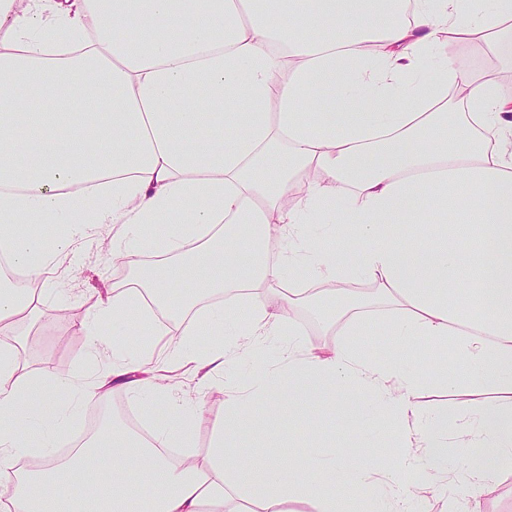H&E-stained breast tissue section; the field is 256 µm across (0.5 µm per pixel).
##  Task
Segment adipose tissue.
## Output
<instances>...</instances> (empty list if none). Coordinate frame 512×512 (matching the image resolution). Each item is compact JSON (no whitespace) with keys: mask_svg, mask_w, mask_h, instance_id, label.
<instances>
[{"mask_svg":"<svg viewBox=\"0 0 512 512\" xmlns=\"http://www.w3.org/2000/svg\"><path fill=\"white\" fill-rule=\"evenodd\" d=\"M127 24L136 38L118 37ZM509 34L512 0H0V253L42 285L0 284V333L37 314L73 235L116 225L112 259L134 272L82 323L94 373L57 378L0 345V512H289L310 493L313 512H468L512 460V96L448 45ZM288 265L304 277L284 281ZM188 278L201 292L171 304ZM302 304L345 338L305 340ZM372 304L396 308L395 340L431 347L430 373L359 344ZM133 311L164 349L114 338ZM268 336L288 341L282 368L225 382L223 416L177 394L172 366L209 386ZM427 384L477 403L429 413ZM116 388L145 396L149 438L116 427L58 457L63 395ZM355 388L390 408L396 466L244 455L258 402L272 423L326 400L372 434ZM207 423L204 460L169 454ZM474 443L488 460L434 467Z\"/></svg>","mask_w":512,"mask_h":512,"instance_id":"ef3b65f1","label":"adipose tissue"}]
</instances>
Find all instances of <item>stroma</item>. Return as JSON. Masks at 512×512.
<instances>
[{"label":"stroma","mask_w":512,"mask_h":512,"mask_svg":"<svg viewBox=\"0 0 512 512\" xmlns=\"http://www.w3.org/2000/svg\"><path fill=\"white\" fill-rule=\"evenodd\" d=\"M450 52L461 57L470 69L484 74L495 66L508 75L505 91L512 93V42L489 48L484 43L456 41ZM110 229H103L91 239H74L58 273V288L39 303L40 321L31 328L21 359L33 369H43L61 378L93 372L97 364L89 355L81 324L99 297L114 282L125 279L129 271L113 265ZM374 416L381 430L367 439H357L349 430L340 429V415L322 406L302 407L283 412L279 421L266 428L262 443L248 448L251 456L271 452L292 456L305 464L306 451L316 446L336 445L349 450L361 461L393 464L395 461V424L384 403H376Z\"/></svg>","instance_id":"obj_1"}]
</instances>
